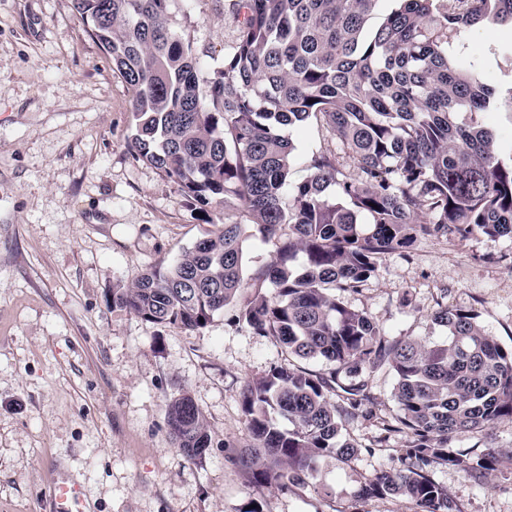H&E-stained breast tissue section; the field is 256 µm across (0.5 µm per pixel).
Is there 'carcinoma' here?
<instances>
[{
    "instance_id": "carcinoma-1",
    "label": "carcinoma",
    "mask_w": 512,
    "mask_h": 512,
    "mask_svg": "<svg viewBox=\"0 0 512 512\" xmlns=\"http://www.w3.org/2000/svg\"><path fill=\"white\" fill-rule=\"evenodd\" d=\"M169 2L73 5L132 92L133 157L204 216L221 205L236 213L172 264L112 289V307L196 330L244 293L238 319L254 333L290 358L333 365L275 366L247 383L253 444L233 462L250 486L309 485L322 460H352L360 448L341 431L360 415L379 424L378 444L400 435L404 445L355 499L404 497L419 512H460L430 471L444 464L480 484L512 459V450L451 444L459 432L512 420V347L489 336L477 314L446 306L434 315L446 341L390 337L342 296L420 236L512 237V155L501 157L487 121L497 89L468 43L489 19L512 28V0H398L371 32L380 0H234L237 43L206 96L196 50L167 23ZM311 124L341 152L313 156L309 176L291 187L295 145L283 130ZM246 221L276 240L275 260L249 278ZM384 366L398 405L388 420L373 413L359 379ZM167 423L184 454H208L206 419L189 395L170 402Z\"/></svg>"
}]
</instances>
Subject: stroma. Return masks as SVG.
Wrapping results in <instances>:
<instances>
[{
	"label": "stroma",
	"mask_w": 512,
	"mask_h": 512,
	"mask_svg": "<svg viewBox=\"0 0 512 512\" xmlns=\"http://www.w3.org/2000/svg\"><path fill=\"white\" fill-rule=\"evenodd\" d=\"M230 0H170V26L199 57L208 90L236 44ZM72 0H0V512H55L50 478L80 485V512H417L409 499L355 501L360 481L390 466L401 437L360 417L342 435L361 446L320 465L313 486L249 491L233 455L252 438L240 409L249 380L285 364L273 338L239 322V302L194 331L114 308L112 291L169 264L208 230L160 171L129 151L130 93ZM500 91L494 121L512 140V40L486 23L470 35ZM297 160L336 151L314 125L294 132ZM387 335L439 342V304L473 311L512 345V238L419 239L385 255L378 275L344 297ZM188 394L211 438L205 458L174 443L167 407ZM431 477L461 512H512V464L485 485L445 465Z\"/></svg>",
	"instance_id": "35a3bbf8"
}]
</instances>
